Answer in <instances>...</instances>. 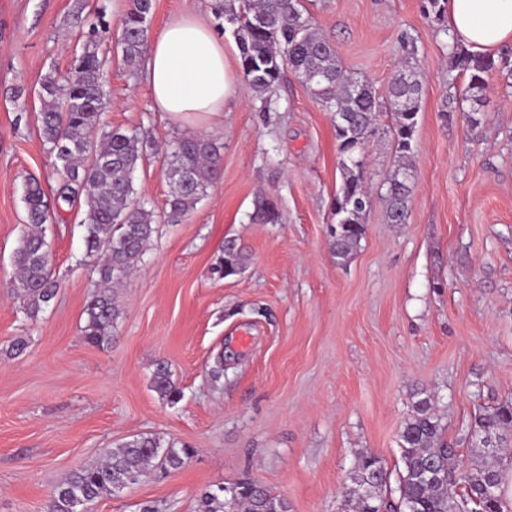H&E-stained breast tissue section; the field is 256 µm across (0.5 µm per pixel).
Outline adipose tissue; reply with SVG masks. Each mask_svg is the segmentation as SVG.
<instances>
[{"label":"adipose tissue","instance_id":"obj_1","mask_svg":"<svg viewBox=\"0 0 512 512\" xmlns=\"http://www.w3.org/2000/svg\"><path fill=\"white\" fill-rule=\"evenodd\" d=\"M451 42L491 58L512 47V0H448ZM147 82L157 111L174 118L223 112L238 83L224 45L198 18L166 23L147 53Z\"/></svg>","mask_w":512,"mask_h":512}]
</instances>
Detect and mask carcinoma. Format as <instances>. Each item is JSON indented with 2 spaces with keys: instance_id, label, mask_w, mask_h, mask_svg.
I'll return each instance as SVG.
<instances>
[{
  "instance_id": "carcinoma-1",
  "label": "carcinoma",
  "mask_w": 512,
  "mask_h": 512,
  "mask_svg": "<svg viewBox=\"0 0 512 512\" xmlns=\"http://www.w3.org/2000/svg\"><path fill=\"white\" fill-rule=\"evenodd\" d=\"M215 15L233 26L241 73L252 93L264 96L283 69L290 68L321 105L337 115L335 131L342 182L336 194L331 225L332 251L345 262L357 251L365 233L363 216L369 203L365 186V145L378 132L380 104L372 86L352 78L340 65L335 46L312 21L304 0H215ZM154 13V0H129L121 20L118 42L124 66L135 71L144 61ZM99 23L89 25L80 52L67 72L51 70L39 84V135L54 156L61 175L56 200L71 204L84 198L86 254L98 257L103 288L86 309L84 339L100 348L112 346V329L121 315L114 287L139 267L156 232L154 211L136 197L133 177L153 147L139 127L114 128L103 118L104 82L108 58L100 54ZM456 66L467 76L465 94L472 101L470 128L482 122L487 78L508 60L470 53L452 45ZM422 83L415 71L401 69L388 88L386 111L394 116L391 134L400 158L409 157L420 111ZM220 174L218 147L203 137L174 141L167 156L168 204L175 216L195 211ZM408 163L398 164L387 180L388 220L406 223L413 194ZM23 201L28 231L13 257L12 288L23 300L26 314L35 317L60 287L53 276L45 241L51 208L40 181L29 178ZM252 221L276 224L274 200H256ZM249 255L228 240L217 272L224 278L242 273ZM152 385L160 398L174 400L178 393L168 366L160 362ZM445 427L434 412L430 397L413 405L402 427V470L398 501L388 495L391 473L381 458L360 454L351 483L343 487L353 512H512L503 486L512 476V403L488 407L475 416L477 455L473 468L459 464L457 451L443 438ZM191 449L163 446L159 439L137 435L94 461L65 476L54 488L46 512H86L97 499L136 484L151 470L170 474L182 468ZM489 481L496 498L474 503ZM289 512L288 501L252 479L204 490L195 512Z\"/></svg>"
}]
</instances>
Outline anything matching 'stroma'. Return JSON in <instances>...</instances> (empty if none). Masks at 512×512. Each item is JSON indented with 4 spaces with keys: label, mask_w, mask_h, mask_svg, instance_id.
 <instances>
[{
    "label": "stroma",
    "mask_w": 512,
    "mask_h": 512,
    "mask_svg": "<svg viewBox=\"0 0 512 512\" xmlns=\"http://www.w3.org/2000/svg\"><path fill=\"white\" fill-rule=\"evenodd\" d=\"M212 4L155 0L151 28L195 15L239 70L237 42ZM306 7L342 66L377 94L407 66L423 84L408 220L387 221L384 182L397 153L384 112L366 149L365 234L344 263L327 231L341 183L331 114L291 70L273 87L270 111L243 86L222 115L178 120L154 109L144 72L113 52L127 0H0V512H44L65 475L137 434L194 454L177 472L97 500L92 512H194L203 489L244 477L285 497L289 512H345L342 488L359 454L401 469V428L420 394L433 397L446 441L468 465L475 414L512 400V78L493 73L484 122L470 130L467 78L423 0ZM78 12L109 24L100 48L112 58L106 122L144 128L154 142L134 187L158 228L118 291L108 349L82 335L99 288L83 206L51 209L46 239L60 283L51 304L28 317L9 289L24 184L37 178L51 197L59 186L36 91L48 70L69 68L84 38ZM200 134L216 143L221 176L191 215L175 219L166 150ZM263 192L275 198L279 223L252 222ZM229 239L250 262L221 279L213 269ZM16 336L29 346L11 357L4 349ZM161 360L181 391L172 403L152 388Z\"/></svg>",
    "instance_id": "35a3bbf8"
}]
</instances>
